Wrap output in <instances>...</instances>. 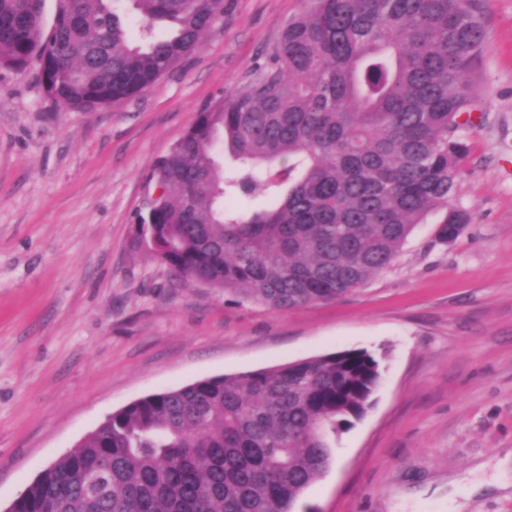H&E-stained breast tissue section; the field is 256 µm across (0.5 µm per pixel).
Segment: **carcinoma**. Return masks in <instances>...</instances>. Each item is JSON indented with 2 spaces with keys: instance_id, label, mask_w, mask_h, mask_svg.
I'll return each mask as SVG.
<instances>
[{
  "instance_id": "cac0c4a2",
  "label": "carcinoma",
  "mask_w": 512,
  "mask_h": 512,
  "mask_svg": "<svg viewBox=\"0 0 512 512\" xmlns=\"http://www.w3.org/2000/svg\"><path fill=\"white\" fill-rule=\"evenodd\" d=\"M118 2L56 0L47 29L45 0H0V68L35 63L54 106L97 112L155 85L224 13V0H129L135 37ZM482 52L471 0H305L253 78L159 159L161 205L130 248L291 309L364 285L430 216L438 241L456 240L472 220L458 131ZM381 374L374 353L341 350L139 398L42 470L15 512H293Z\"/></svg>"
}]
</instances>
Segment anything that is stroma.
Masks as SVG:
<instances>
[{
  "label": "stroma",
  "instance_id": "stroma-1",
  "mask_svg": "<svg viewBox=\"0 0 512 512\" xmlns=\"http://www.w3.org/2000/svg\"><path fill=\"white\" fill-rule=\"evenodd\" d=\"M303 6L224 0L194 52L98 112L54 108L36 68L0 70V512L139 398L347 349L383 355L381 384L296 512H512V0L474 2L456 241L416 225L363 286L292 309L174 283L129 247L157 160Z\"/></svg>",
  "mask_w": 512,
  "mask_h": 512
}]
</instances>
